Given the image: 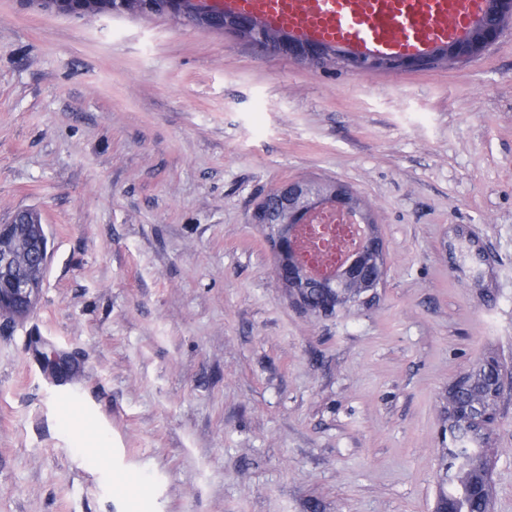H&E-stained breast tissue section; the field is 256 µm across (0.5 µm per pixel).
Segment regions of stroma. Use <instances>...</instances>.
Returning a JSON list of instances; mask_svg holds the SVG:
<instances>
[{"mask_svg":"<svg viewBox=\"0 0 512 512\" xmlns=\"http://www.w3.org/2000/svg\"><path fill=\"white\" fill-rule=\"evenodd\" d=\"M350 185L376 302L302 311L252 215ZM41 213L0 319V512H433L448 387L512 372V29L460 67L360 74L169 13L0 0V223ZM512 512V388L489 432ZM41 215L22 209L0 224V316L21 318L37 304L48 261Z\"/></svg>","mask_w":512,"mask_h":512,"instance_id":"1","label":"stroma"}]
</instances>
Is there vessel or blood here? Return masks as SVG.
Returning <instances> with one entry per match:
<instances>
[{
  "instance_id": "1",
  "label": "vessel or blood",
  "mask_w": 512,
  "mask_h": 512,
  "mask_svg": "<svg viewBox=\"0 0 512 512\" xmlns=\"http://www.w3.org/2000/svg\"><path fill=\"white\" fill-rule=\"evenodd\" d=\"M228 13L381 55L414 54L464 32L484 0H216Z\"/></svg>"
}]
</instances>
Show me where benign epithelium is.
<instances>
[{
    "instance_id": "benign-epithelium-1",
    "label": "benign epithelium",
    "mask_w": 512,
    "mask_h": 512,
    "mask_svg": "<svg viewBox=\"0 0 512 512\" xmlns=\"http://www.w3.org/2000/svg\"><path fill=\"white\" fill-rule=\"evenodd\" d=\"M67 14L86 12L87 0H39ZM210 0H166V11L198 29H228L256 47L286 54L308 64L341 66L356 73L453 66L482 54L512 22V0H486L481 15L464 33L446 46L424 55L381 56L325 42L308 41L269 26L253 16L224 15L208 6ZM322 212H338L363 228L357 248L334 267L314 270L298 247L300 231ZM254 223L268 231L278 279L288 288L293 304L305 312L333 317L344 308L369 306L385 274V252L373 215L347 185L289 183L269 195L253 215ZM48 233L41 215L22 209L0 224V316L21 318L37 304L48 261ZM505 379L497 374L486 382L485 417L498 414Z\"/></svg>"
}]
</instances>
